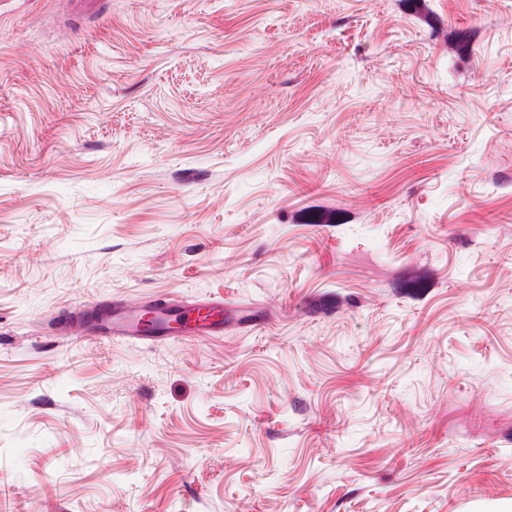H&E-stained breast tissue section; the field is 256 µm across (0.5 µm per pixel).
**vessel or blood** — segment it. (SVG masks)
<instances>
[{"mask_svg": "<svg viewBox=\"0 0 512 512\" xmlns=\"http://www.w3.org/2000/svg\"><path fill=\"white\" fill-rule=\"evenodd\" d=\"M224 331V303L201 298L180 304L168 298L115 300L84 305L65 317L67 336L102 340H201Z\"/></svg>", "mask_w": 512, "mask_h": 512, "instance_id": "1", "label": "vessel or blood"}]
</instances>
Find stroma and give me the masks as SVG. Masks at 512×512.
Returning <instances> with one entry per match:
<instances>
[{
    "label": "stroma",
    "mask_w": 512,
    "mask_h": 512,
    "mask_svg": "<svg viewBox=\"0 0 512 512\" xmlns=\"http://www.w3.org/2000/svg\"><path fill=\"white\" fill-rule=\"evenodd\" d=\"M0 512H512V0H0ZM152 318L149 326L143 322ZM66 336H92L102 340H201L224 333V300L200 298L180 304L157 297L136 301L113 300L84 305L65 317Z\"/></svg>",
    "instance_id": "35a3bbf8"
}]
</instances>
